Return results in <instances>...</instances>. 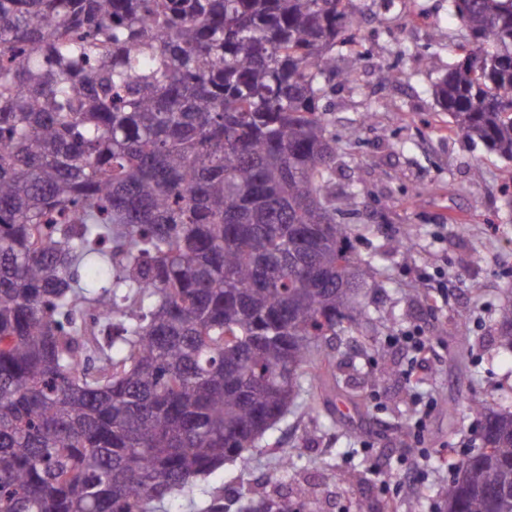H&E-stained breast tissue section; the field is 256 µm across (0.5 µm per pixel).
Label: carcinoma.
Segmentation results:
<instances>
[{
	"label": "carcinoma",
	"instance_id": "obj_1",
	"mask_svg": "<svg viewBox=\"0 0 512 512\" xmlns=\"http://www.w3.org/2000/svg\"><path fill=\"white\" fill-rule=\"evenodd\" d=\"M451 2L432 95L512 161V0ZM352 3L0 0V512H153L339 394L333 339L378 323L318 107ZM470 410L445 507L512 512V411Z\"/></svg>",
	"mask_w": 512,
	"mask_h": 512
}]
</instances>
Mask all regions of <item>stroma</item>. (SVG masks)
I'll use <instances>...</instances> for the list:
<instances>
[{
	"label": "stroma",
	"instance_id": "stroma-1",
	"mask_svg": "<svg viewBox=\"0 0 512 512\" xmlns=\"http://www.w3.org/2000/svg\"><path fill=\"white\" fill-rule=\"evenodd\" d=\"M365 55L336 49L337 75L322 101L328 129L341 144L333 192H357L358 204L339 220L352 229L350 246L372 254L379 274L366 301L382 323L370 372L352 361L367 341L338 339L335 361L350 398L310 419L297 408L271 431L262 448L226 462L195 487L157 503L155 512H206L221 499L233 512L241 501L296 487L310 488L302 512H358L360 501L393 502L406 512V467H420L416 512H442L448 458L462 460L480 444L481 422L470 414L474 394L512 409V352L500 348L498 314L512 304V206L501 187L512 162L482 143L449 137L448 115L431 86L459 62L463 32L448 0H356ZM427 17L412 24V13ZM390 80H383V71ZM372 113L361 124L362 113ZM412 242L410 255L399 245ZM423 296H414V289ZM419 330L430 344L425 382L414 389L408 361L388 339ZM434 400L421 440L408 430L414 395ZM297 464L274 486L266 481L279 452Z\"/></svg>",
	"mask_w": 512,
	"mask_h": 512
}]
</instances>
